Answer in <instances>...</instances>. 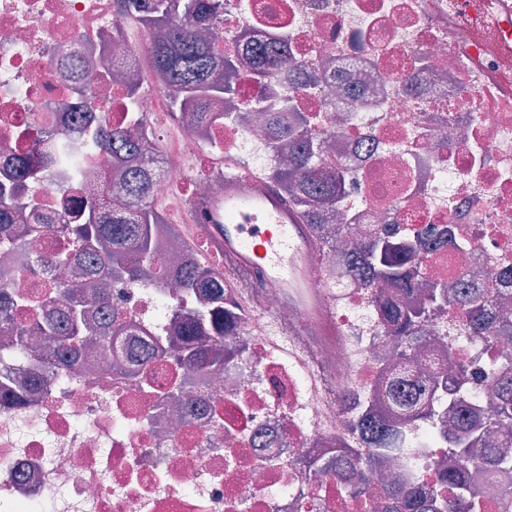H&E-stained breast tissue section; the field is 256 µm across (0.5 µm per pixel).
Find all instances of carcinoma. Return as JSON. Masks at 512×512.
<instances>
[{"instance_id":"1","label":"carcinoma","mask_w":512,"mask_h":512,"mask_svg":"<svg viewBox=\"0 0 512 512\" xmlns=\"http://www.w3.org/2000/svg\"><path fill=\"white\" fill-rule=\"evenodd\" d=\"M148 14L143 18L146 26L161 28L164 37L149 44L154 70L166 86L176 91L175 99L182 112L198 113L202 124H209L214 113L210 105L231 94L232 86L215 79L222 70L230 73L233 63L217 56L213 42L201 31L219 22L224 0H144ZM258 71L270 81L286 88L293 87L292 75L299 65L288 57L285 49L269 44H251ZM308 118L301 112H291L288 100H283L280 111L265 116L266 125L277 124V132L270 138V146L288 152V168L270 177L290 203L303 215L306 222L319 228L324 213L335 209L345 194L350 179L347 172L326 169L320 157V148L307 139ZM88 132L89 147L106 155L131 156L146 149L145 138L134 124L112 128L99 124L94 128L83 126ZM16 183L11 188L0 186V249H8L12 240V215L35 203L31 184L36 181L35 170L26 160L18 162ZM150 183L146 174L128 165L123 180V195L114 200L110 187L103 186L99 196L88 200L81 211L80 223L70 224L65 214L58 215L52 224H34V237L73 234L82 248L75 256L64 254L41 260L53 269L65 266L72 276L58 283L57 305L46 315L44 326L62 350L95 349L103 358H112L113 341L124 336L127 326L112 317L110 295L96 287L106 268L125 273L132 280L155 281L161 262L157 245L161 234L176 237V229L164 224L149 200ZM400 234L394 228H383L369 237L361 238L354 247V261L350 274L361 288H381L379 296L383 318L394 337L396 354L402 359L412 358L415 350L426 341L422 323L430 311H444L450 302L466 314L475 339L512 334V319L499 310L498 303L476 288L448 286L438 282H418L415 275V254L410 246L399 242ZM178 283L185 293H199L209 288V304L196 309L180 310L179 336L189 339L200 335V329L212 322L217 336L224 337L221 321L224 319V288L218 284L216 273L205 263L187 262L177 266ZM28 300L16 296L8 305H0V328L17 337L25 346L31 327L14 319L11 308L24 307ZM184 363L193 372L218 370L224 366V342L211 347L210 357L190 348L185 351ZM492 390L488 395L487 420L474 421L468 416V399L446 396L448 374L428 376L426 394L428 404L415 412L424 427H435L441 415L435 404L452 403L458 422L448 431L451 457L443 470V484L451 490L428 508L420 495L407 484L394 482L379 490L386 504V512H465L462 499L482 494L480 472H468L474 460L481 468L497 469L512 466V453L505 448L488 447V425H512V399L500 392L512 394V368H488L480 375ZM376 409L369 411L356 424L366 442L367 456L382 457L403 441L400 424L387 419L378 408L382 407L377 395H372ZM336 464L342 466V476L354 495L366 493L369 476L361 457L341 454Z\"/></svg>"}]
</instances>
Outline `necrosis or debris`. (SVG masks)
I'll list each match as a JSON object with an SVG mask.
<instances>
[{"label": "necrosis or debris", "instance_id": "necrosis-or-debris-1", "mask_svg": "<svg viewBox=\"0 0 512 512\" xmlns=\"http://www.w3.org/2000/svg\"><path fill=\"white\" fill-rule=\"evenodd\" d=\"M132 0H0V185L18 159L38 173L39 199L79 214L101 184L122 172L91 151L79 178L42 157L46 132L82 145L74 113L94 123L125 124L129 76H139L140 112L149 142L152 202L187 215L224 191V162L281 166L260 122L223 127L174 113L173 92L155 75L144 45L160 37ZM280 42L318 79L310 137L329 166L355 172L342 199L337 233L320 255V288L337 333L311 324L301 336L258 333L257 320L296 324L298 311L257 291L231 262L224 293L220 373H206L171 412L170 390L184 372L181 346L139 377L86 354L74 359L34 331L37 356L16 358L14 337L0 335V512H381L355 497L327 462L360 449L348 426L358 393L417 384L426 367L465 378L483 413L489 390L477 374L512 366V336L472 341L456 307L424 325L433 341L419 364L400 359L379 309L377 289L351 286L347 237L399 224L418 238L421 273L512 296V19L498 0H224L212 30L218 52L237 60L232 103L245 115L268 105L273 88L247 60L244 37ZM29 216L14 218L17 250L0 258V285L53 304L38 267L42 256L74 254L72 235L33 238ZM112 309L141 344L173 338L182 291L116 280ZM306 349L304 362L293 350ZM416 444L371 472L381 485L404 474L426 497L443 493L437 467L447 456L440 429L410 427Z\"/></svg>", "mask_w": 512, "mask_h": 512}]
</instances>
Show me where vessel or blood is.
Returning a JSON list of instances; mask_svg holds the SVG:
<instances>
[{
    "mask_svg": "<svg viewBox=\"0 0 512 512\" xmlns=\"http://www.w3.org/2000/svg\"><path fill=\"white\" fill-rule=\"evenodd\" d=\"M250 192H242V183ZM220 255L252 273L256 287L272 289L282 305L300 311L295 334L309 324L335 335L336 320L323 308L319 245L309 224L265 179L234 164L224 167V193L204 205H190Z\"/></svg>",
    "mask_w": 512,
    "mask_h": 512,
    "instance_id": "obj_1",
    "label": "vessel or blood"
}]
</instances>
